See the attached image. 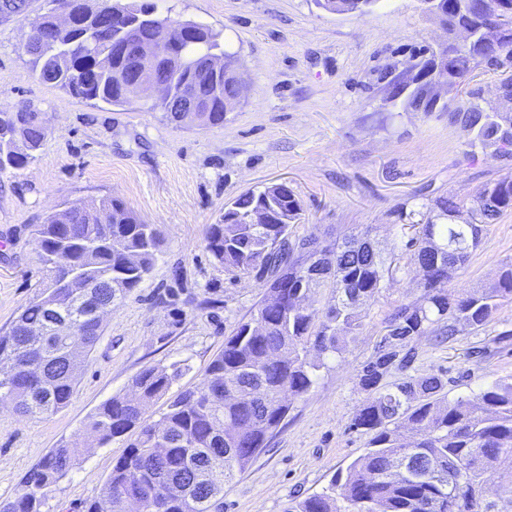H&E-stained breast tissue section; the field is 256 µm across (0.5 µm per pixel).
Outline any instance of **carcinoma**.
<instances>
[{
  "instance_id": "obj_1",
  "label": "carcinoma",
  "mask_w": 512,
  "mask_h": 512,
  "mask_svg": "<svg viewBox=\"0 0 512 512\" xmlns=\"http://www.w3.org/2000/svg\"><path fill=\"white\" fill-rule=\"evenodd\" d=\"M29 18L31 0H0V21L28 19L32 30L54 26V4ZM78 25L65 35L31 42L33 72L45 83L86 102L123 107L134 92L122 75L130 55L118 46L139 48V39L175 41L185 55L181 64L162 59L148 70L167 81L165 96L151 110L182 122V97L195 90L196 108L207 123L224 122V100L239 80L235 54L224 49L220 34L195 21L160 17L149 3L124 11L122 0H67ZM427 48L409 75L389 82L390 99L405 110L446 112L459 124L470 147L491 148L512 159V114L486 111L478 91L467 92L468 105L451 110L434 105L427 85L438 77ZM224 57L213 74L191 67L200 56ZM493 72L512 68V40L462 50L447 71L462 86L479 67ZM44 114L30 107L0 108V173L26 168L44 140ZM271 213L268 224H253L255 211ZM512 211V175L485 187L471 209V221L453 224L459 211L451 198L436 201V214L409 223L415 236L406 243L409 264L420 275L422 294L398 306L386 332L364 364L359 384L372 394L354 414L351 427L371 434L368 448L328 488L295 500L288 512H501L489 504L494 481L512 495V377L500 379L474 398L448 400L437 374L383 380L391 368L407 369L412 343L439 326L451 339L463 323L480 331L501 301L512 300V264L498 278L469 295L448 293V281L463 268L481 242L486 225ZM301 203L288 186L266 187L238 196L224 208L220 223L209 225L206 249L224 269L266 275V292L254 317L240 322L224 339V349L208 366L201 387L168 399L157 421L145 417L163 398L184 366L157 364L131 383L132 395H115L89 416L70 442L49 451L24 477L14 500L0 512H41L49 489L75 464L85 448L101 447L130 436L127 453L112 468L100 496L84 512H156L150 501L158 488L151 477L174 464L168 479L180 497L166 512H223L224 484L243 472L266 447L268 436L288 414L286 394L300 396L314 384L324 358L338 355L362 326L361 309L383 288L385 263L370 249V230L360 229L334 244L313 238L288 241L298 223ZM39 258L50 286L0 333V364L14 361L21 370L0 377V402L23 417H47L71 401L78 376L100 339L102 322L96 301H123L150 272L162 238L118 199L97 203L76 199L36 226ZM69 264L55 261L59 251ZM333 288L332 300L318 310L306 303L313 288ZM79 319L80 335L64 322ZM320 359L312 361L310 351Z\"/></svg>"
}]
</instances>
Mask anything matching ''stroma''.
<instances>
[{
	"mask_svg": "<svg viewBox=\"0 0 512 512\" xmlns=\"http://www.w3.org/2000/svg\"><path fill=\"white\" fill-rule=\"evenodd\" d=\"M157 13L194 20L220 33L245 81L223 123L177 124L150 111L148 98L124 108L92 105L44 83L24 50L30 32L0 23V107L28 105L45 115L37 159L0 174V329L49 284L34 227L64 202L111 196L149 224L164 246L151 272L103 321L70 404L27 419L0 403V502L13 500L26 474L82 429L104 401L129 391L157 364L181 363L172 389L199 386L239 321L250 318L265 287L256 274H233L205 247L209 225L240 194L288 183L303 205L290 238L333 241L370 227L390 269L362 309V327L327 359L306 394L250 465L224 486V512H286L321 492L365 453L369 433L351 419L369 398L359 375L394 309L421 294L400 227L454 197V221L470 219L475 195L512 175V159L470 149L444 112L403 110L390 100L389 73L414 62L419 48L448 35L418 0H379L368 14L337 15L313 0H154ZM512 264V211L487 225L479 247L448 290L463 295L495 281ZM408 371L439 374L448 399L475 396L512 377V301L481 331L461 324L454 340L413 344ZM128 437L82 453L46 496L42 512H83L100 495Z\"/></svg>",
	"mask_w": 512,
	"mask_h": 512,
	"instance_id": "35a3bbf8",
	"label": "stroma"
}]
</instances>
